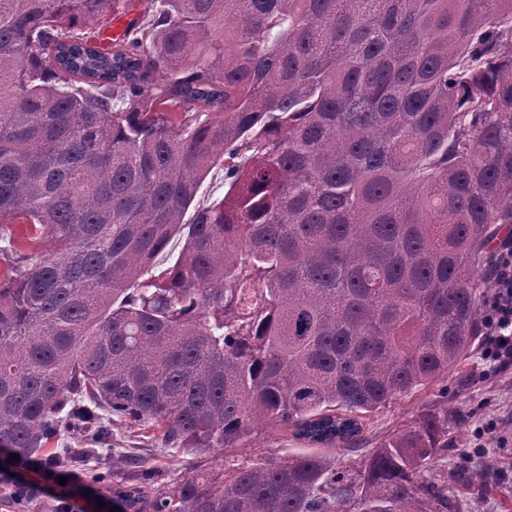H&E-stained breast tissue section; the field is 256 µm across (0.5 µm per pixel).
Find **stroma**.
Listing matches in <instances>:
<instances>
[{
	"label": "stroma",
	"mask_w": 512,
	"mask_h": 512,
	"mask_svg": "<svg viewBox=\"0 0 512 512\" xmlns=\"http://www.w3.org/2000/svg\"><path fill=\"white\" fill-rule=\"evenodd\" d=\"M25 248L52 250L54 242L45 234H34L30 225L16 223L0 227V280L11 274V264L5 253L8 244ZM479 351H472L448 377V396L440 398L436 388L418 391L394 401L391 405L366 417V434L377 440L399 427L413 422L420 415L440 405L448 407V449L436 460V469L459 470L463 465L462 449L471 448L476 458L489 461V487L483 491H469L459 496L461 512H512V368L487 376L477 377ZM496 424L505 439L503 447L491 445V435L477 437L476 427ZM110 446L93 445L87 433L49 436L40 455L53 459L62 452H69L70 465L85 469L98 476L102 495L112 494V473L121 471L124 481L142 485L153 481L163 486L179 477L191 461L189 451L155 440L151 428L113 420ZM309 447L293 438L283 429H265L251 439L245 447L226 448L207 455L211 466L232 469L262 462L273 454H300ZM131 455L141 465L130 468L124 465L123 456Z\"/></svg>",
	"instance_id": "35a3bbf8"
}]
</instances>
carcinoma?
<instances>
[{"mask_svg": "<svg viewBox=\"0 0 512 512\" xmlns=\"http://www.w3.org/2000/svg\"><path fill=\"white\" fill-rule=\"evenodd\" d=\"M0 0V448L71 421L150 423L200 455L281 427L315 448L171 484L115 512H457L448 413L381 439L363 415L484 336L512 231V0ZM224 196L194 206L213 168ZM191 217H186L187 212ZM184 238L175 263L158 256ZM35 235H37V239L32 240L31 238ZM0 238V249H9V238L15 245L26 249L37 248L39 251L46 252L54 248L51 237L44 233L36 234L29 224H22V220H17L16 224H6L3 228L0 227Z\"/></svg>", "mask_w": 512, "mask_h": 512, "instance_id": "obj_1", "label": "carcinoma"}]
</instances>
